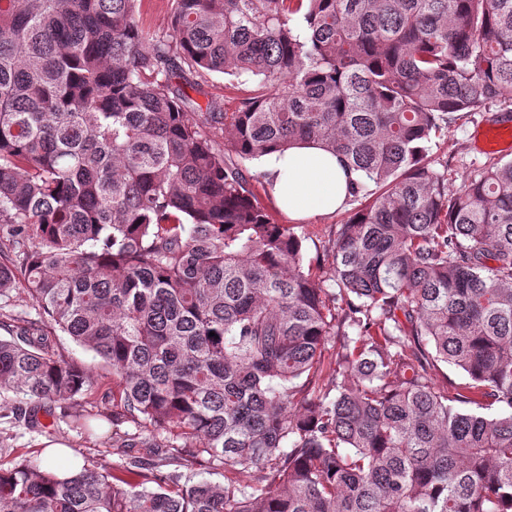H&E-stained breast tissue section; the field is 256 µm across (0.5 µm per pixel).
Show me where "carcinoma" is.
Returning a JSON list of instances; mask_svg holds the SVG:
<instances>
[{
	"label": "carcinoma",
	"instance_id": "cac0c4a2",
	"mask_svg": "<svg viewBox=\"0 0 512 512\" xmlns=\"http://www.w3.org/2000/svg\"><path fill=\"white\" fill-rule=\"evenodd\" d=\"M137 2L0 0V297L40 315L0 392L173 453L135 482L15 457L0 512H512V160L450 192L429 159L459 114H512V0H174L154 33ZM212 73L259 82L226 112L190 95ZM299 141L359 175L333 291L231 159ZM185 455L224 483L159 471ZM10 306L8 309L13 310L23 316L32 318L38 317V308L35 301L29 296L27 290L22 283H18L15 289L10 292ZM47 324V323H46ZM44 329L49 336H53L54 348L64 354L68 360L81 366L90 376L94 385L92 395L87 402L91 405L112 406V371H110L96 354L82 346L75 344L68 336L47 324Z\"/></svg>",
	"mask_w": 512,
	"mask_h": 512
}]
</instances>
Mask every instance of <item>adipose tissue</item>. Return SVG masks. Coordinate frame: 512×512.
Wrapping results in <instances>:
<instances>
[{"label": "adipose tissue", "instance_id": "ef3b65f1", "mask_svg": "<svg viewBox=\"0 0 512 512\" xmlns=\"http://www.w3.org/2000/svg\"><path fill=\"white\" fill-rule=\"evenodd\" d=\"M276 205L293 219L330 215L344 208L349 179L339 158L315 144L296 145L262 158Z\"/></svg>", "mask_w": 512, "mask_h": 512}]
</instances>
